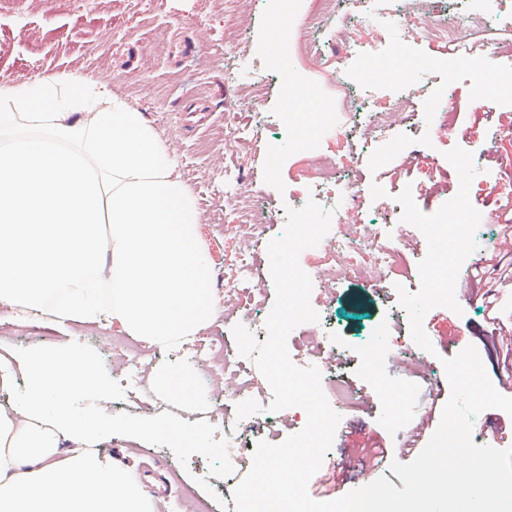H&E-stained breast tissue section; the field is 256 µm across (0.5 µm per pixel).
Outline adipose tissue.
Here are the masks:
<instances>
[{"label":"adipose tissue","mask_w":512,"mask_h":512,"mask_svg":"<svg viewBox=\"0 0 512 512\" xmlns=\"http://www.w3.org/2000/svg\"><path fill=\"white\" fill-rule=\"evenodd\" d=\"M179 155L108 80L0 78V308L59 326L107 320L152 344L194 335L219 311ZM26 379L0 414V512H154L142 485L95 447L103 422L73 402L97 386L74 340L18 358ZM76 448L62 450L64 438Z\"/></svg>","instance_id":"adipose-tissue-1"}]
</instances>
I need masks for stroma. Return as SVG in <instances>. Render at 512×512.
I'll list each match as a JSON object with an SVG mask.
<instances>
[{
	"label": "stroma",
	"instance_id": "35a3bbf8",
	"mask_svg": "<svg viewBox=\"0 0 512 512\" xmlns=\"http://www.w3.org/2000/svg\"><path fill=\"white\" fill-rule=\"evenodd\" d=\"M270 7V0H263L256 10L242 0H0V76L25 82L61 71L76 70L91 78L107 75L115 94L144 112L161 138L177 142L176 174L201 214L200 231L219 292L225 272L238 261L245 233L239 224L240 205L223 204L225 167H235L241 178L255 182L267 214L301 208L312 180L302 156L286 146L291 134L276 75L291 72L301 85L333 98L340 123L353 114L345 88L327 81L300 55L283 56L270 47L263 17ZM231 25L248 30L236 59L245 84L241 90L225 83L223 64L213 60L224 44L225 27ZM504 72L500 60L486 53L477 66L455 74L439 66L429 72L431 93H446L456 107L451 126L441 129L414 121L398 127L395 135L403 145L402 155H389L379 142L359 159L353 141L333 135L317 138L319 151L334 158L341 178L360 174L367 187L361 213L381 224L386 234L399 235L409 263L401 284L411 292L420 288L419 264L427 254V241L418 228L402 222L399 195L411 191L426 213L454 198L459 177L444 156L453 147L476 156L491 154L493 163L473 179L470 192V201L481 214L482 262L473 272L474 290L458 296L460 312L436 307L423 320L435 350L428 358L430 375L401 355L413 339L409 314L394 282L346 278L331 289H313L311 305L319 321L291 332L290 357L301 367L319 365L308 335L312 327H321L327 345L340 352L331 372L349 385L354 399L353 406L342 411L332 446L309 482L313 499L334 500L382 476L401 486L389 467L395 461L413 460L437 429L450 397L442 361L457 355L461 347L476 348L495 388L512 379V228L505 225L512 218V92L485 86L488 78ZM256 106L271 115L262 140L244 139L225 149L227 122L249 126ZM283 230L282 224L265 222L254 247L253 264L262 291L249 296L247 304L259 319L270 314L275 302L267 245ZM236 323V318L216 316L184 344L164 348L163 364L196 379L198 385L193 402L171 398L162 411L149 406L111 408L117 357L103 344L118 338L119 332L106 322L60 328L34 315L19 319L0 310V344L22 357L37 349L53 350L65 337H77L79 353L95 359L106 386L102 395L94 389L84 391L75 404L77 414L108 424L157 426L148 438L104 432L99 449H117V462L130 469L147 495L160 492L173 499L187 483L195 486L201 500L220 508L224 423L211 421L209 413L224 377L218 374L203 381L202 368L190 358L188 348L219 337L234 344ZM383 323L389 326L384 345L374 363H367L365 344ZM175 427L202 432L205 444L173 437Z\"/></svg>",
	"mask_w": 512,
	"mask_h": 512
}]
</instances>
